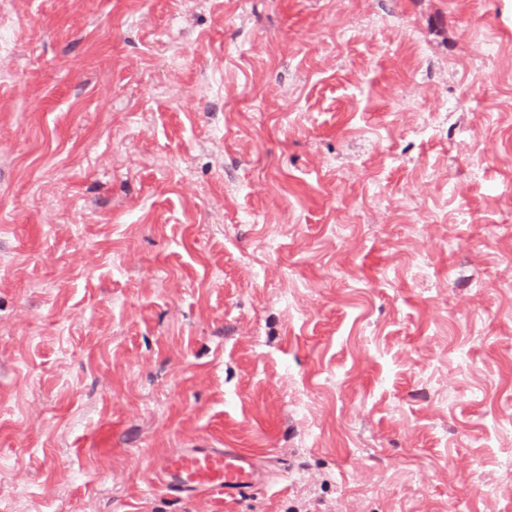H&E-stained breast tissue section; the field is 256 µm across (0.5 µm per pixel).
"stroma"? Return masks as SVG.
I'll return each instance as SVG.
<instances>
[{
  "instance_id": "35a3bbf8",
  "label": "stroma",
  "mask_w": 512,
  "mask_h": 512,
  "mask_svg": "<svg viewBox=\"0 0 512 512\" xmlns=\"http://www.w3.org/2000/svg\"><path fill=\"white\" fill-rule=\"evenodd\" d=\"M0 512H512V0H0ZM254 467V455L243 448H175L158 460L152 482L177 497L216 494L238 501L254 488Z\"/></svg>"
}]
</instances>
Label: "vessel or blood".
<instances>
[{
	"label": "vessel or blood",
	"mask_w": 512,
	"mask_h": 512,
	"mask_svg": "<svg viewBox=\"0 0 512 512\" xmlns=\"http://www.w3.org/2000/svg\"><path fill=\"white\" fill-rule=\"evenodd\" d=\"M254 467L253 454L243 448H175L158 460L152 482L177 497L216 494L238 501L254 488Z\"/></svg>",
	"instance_id": "b4317fda"
}]
</instances>
